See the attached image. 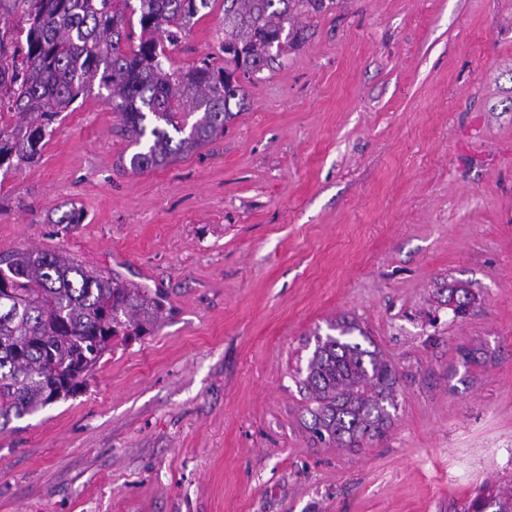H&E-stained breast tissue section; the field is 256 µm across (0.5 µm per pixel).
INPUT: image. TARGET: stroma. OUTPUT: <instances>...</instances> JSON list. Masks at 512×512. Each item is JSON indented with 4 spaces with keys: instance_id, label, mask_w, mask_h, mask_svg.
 <instances>
[{
    "instance_id": "1",
    "label": "stroma",
    "mask_w": 512,
    "mask_h": 512,
    "mask_svg": "<svg viewBox=\"0 0 512 512\" xmlns=\"http://www.w3.org/2000/svg\"><path fill=\"white\" fill-rule=\"evenodd\" d=\"M295 25L223 136L166 167L117 169L96 87L0 171V256L61 252L166 306L0 431V512H461L512 488V0H333ZM223 33L215 0L173 66ZM342 316L399 379L362 448L305 428L315 337Z\"/></svg>"
}]
</instances>
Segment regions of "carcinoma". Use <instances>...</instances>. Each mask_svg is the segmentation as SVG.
Segmentation results:
<instances>
[{
	"label": "carcinoma",
	"instance_id": "1",
	"mask_svg": "<svg viewBox=\"0 0 512 512\" xmlns=\"http://www.w3.org/2000/svg\"><path fill=\"white\" fill-rule=\"evenodd\" d=\"M0 0V168L33 163L58 117L94 86L121 116L119 132L137 147L116 167L140 173L224 134L246 91L235 74H254L288 52L291 19L324 11L326 0H224V65L207 55L173 69L166 48L202 19L211 0ZM139 14V43L131 16ZM464 286L448 289L462 314ZM165 305L158 293L86 270L59 252L26 250L0 259V429L76 392L114 339L149 333ZM316 335L303 385L313 407L308 429L320 440L359 447L383 436L397 408V373L342 319ZM512 512V490L483 489L463 512Z\"/></svg>",
	"mask_w": 512,
	"mask_h": 512
}]
</instances>
